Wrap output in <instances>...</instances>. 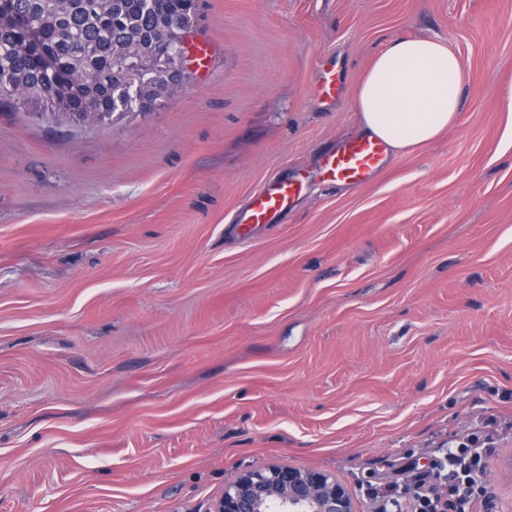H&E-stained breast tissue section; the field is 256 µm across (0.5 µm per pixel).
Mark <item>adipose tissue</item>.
Here are the masks:
<instances>
[{
  "label": "adipose tissue",
  "instance_id": "obj_1",
  "mask_svg": "<svg viewBox=\"0 0 512 512\" xmlns=\"http://www.w3.org/2000/svg\"><path fill=\"white\" fill-rule=\"evenodd\" d=\"M463 83L460 58L447 41L390 40L353 91L362 132L392 154L428 144L453 124Z\"/></svg>",
  "mask_w": 512,
  "mask_h": 512
}]
</instances>
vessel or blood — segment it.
Here are the masks:
<instances>
[{
    "label": "vessel or blood",
    "mask_w": 512,
    "mask_h": 512,
    "mask_svg": "<svg viewBox=\"0 0 512 512\" xmlns=\"http://www.w3.org/2000/svg\"><path fill=\"white\" fill-rule=\"evenodd\" d=\"M387 154L385 143L369 136H355L345 140L324 158L330 182L361 185L371 180L383 166ZM301 186L286 180H273L251 197L238 215V227L250 232L259 224L268 223L276 214L288 208L299 195Z\"/></svg>",
    "instance_id": "1"
}]
</instances>
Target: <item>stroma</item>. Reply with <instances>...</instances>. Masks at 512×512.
I'll return each instance as SVG.
<instances>
[{
    "instance_id": "35a3bbf8",
    "label": "stroma",
    "mask_w": 512,
    "mask_h": 512,
    "mask_svg": "<svg viewBox=\"0 0 512 512\" xmlns=\"http://www.w3.org/2000/svg\"><path fill=\"white\" fill-rule=\"evenodd\" d=\"M403 36L458 52L455 123L326 183ZM184 47L149 112L0 106V512H213L267 464L369 512L367 488L485 436L512 512V0H197ZM300 173L241 236L249 198ZM301 185L288 180H273L251 197L238 215V228L248 234L258 224H267L272 217L288 208L299 195Z\"/></svg>"
}]
</instances>
